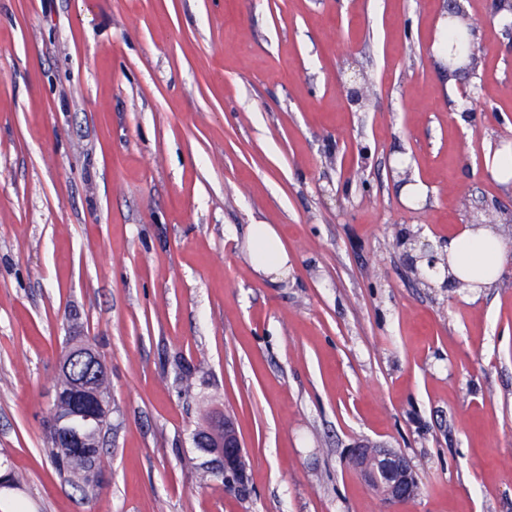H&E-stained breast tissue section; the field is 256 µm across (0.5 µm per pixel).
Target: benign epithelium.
<instances>
[{
  "mask_svg": "<svg viewBox=\"0 0 512 512\" xmlns=\"http://www.w3.org/2000/svg\"><path fill=\"white\" fill-rule=\"evenodd\" d=\"M89 354L91 350L86 348L79 357L84 363L83 386L56 390L53 407L67 403L75 416L98 420L110 413L111 403L100 393L101 373L88 359ZM196 441L200 448L218 449L224 480L249 484L245 448L233 419L226 416L222 421H215L210 429L197 435ZM348 459L370 485L382 492L385 501L400 503L415 497L417 476L409 460L397 450L381 443H360L349 450Z\"/></svg>",
  "mask_w": 512,
  "mask_h": 512,
  "instance_id": "benign-epithelium-1",
  "label": "benign epithelium"
}]
</instances>
